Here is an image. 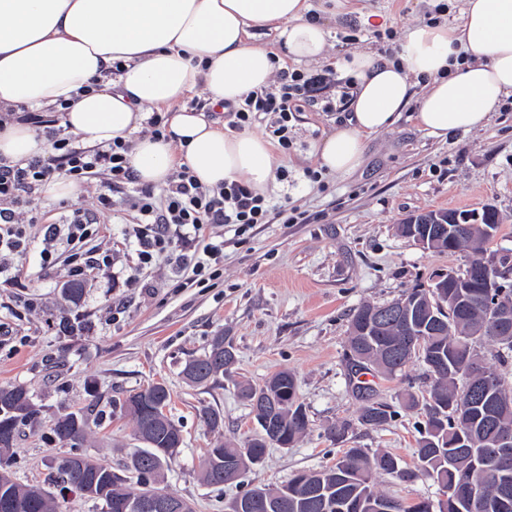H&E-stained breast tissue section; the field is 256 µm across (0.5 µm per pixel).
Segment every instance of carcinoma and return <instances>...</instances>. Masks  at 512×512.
I'll return each mask as SVG.
<instances>
[{
  "instance_id": "cac0c4a2",
  "label": "carcinoma",
  "mask_w": 512,
  "mask_h": 512,
  "mask_svg": "<svg viewBox=\"0 0 512 512\" xmlns=\"http://www.w3.org/2000/svg\"><path fill=\"white\" fill-rule=\"evenodd\" d=\"M499 229L498 222L457 225L448 237L434 246V250L451 254L469 248L472 252L469 261L472 262L481 257ZM501 307L512 311V281L504 277L500 278V286L491 292L474 279L460 286L435 288L430 301L415 307L414 323L421 328L426 352L421 360L428 364V354L438 353L446 365L438 372L428 369V397L411 394L407 399V406L419 411L424 420V433L417 442L414 467H400L397 458L388 452L371 454L364 448H348L334 465L315 472L309 487L297 486L292 476L280 487L268 489L270 498L285 502L283 510L273 509L271 512H368L363 508L352 510L349 505L367 504L378 499L396 503L394 512H467L452 498L434 503L419 496L404 501L377 488L380 476L412 484L420 476L431 473L449 485L471 481L489 502L506 500L512 504V478L505 482L496 469L483 468L479 463L484 449L493 447L491 438L475 430L468 412L448 408V403L458 398L471 364L479 363L484 370L501 379L502 370L512 363V335H499L493 322ZM436 316L443 317L446 325L433 334L431 325ZM399 339L400 331L396 326L384 329L379 336L348 333V347L358 357L352 375L358 378L374 370L392 378L403 372L410 360L390 349V345ZM484 343L497 348V364L494 366L485 363L481 353ZM230 348L232 344L226 337H214L207 351L186 361L185 378L197 386L217 381L235 361ZM362 389L364 395L359 397L358 424L374 429L391 422L395 411L376 399V389L370 384ZM240 394L250 405L255 400L275 402L277 413L271 422L279 433V440L288 446H293L310 430L307 412L299 403L296 377L290 371H279L258 386L245 384L240 387ZM169 403V390L160 383L131 393L119 402L120 413L131 418L136 436L144 444V448L131 457V467L139 484L137 491L131 489L127 476H118L112 466L75 447L84 439L90 424L97 420L90 419L81 409L57 416L51 424L49 437L71 446L68 456L80 462L72 470L59 469L62 482L80 495L101 502L105 512H112L114 499L135 498L147 487H165L164 469L177 457L172 449H179L183 444L180 429L167 415ZM42 408L43 405L37 403L27 389L0 387V512H58L54 498L46 489L19 482L11 470L20 427L37 422ZM254 440L253 458L241 453L240 446L231 442L207 449L203 481L222 486L256 466L254 458H264L269 444L257 436Z\"/></svg>"
}]
</instances>
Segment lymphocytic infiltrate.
Segmentation results:
<instances>
[{
  "label": "lymphocytic infiltrate",
  "mask_w": 512,
  "mask_h": 512,
  "mask_svg": "<svg viewBox=\"0 0 512 512\" xmlns=\"http://www.w3.org/2000/svg\"><path fill=\"white\" fill-rule=\"evenodd\" d=\"M325 84V76L319 73L282 72L278 91L250 93L232 109L231 125L243 129L257 115H275L272 138L281 150H288L289 124L297 102L318 103ZM46 135L51 144L46 154L16 163L0 159V285L6 287H18L10 261L26 250L35 233L41 238L42 267L62 269L69 281L83 280L94 270L105 274L112 268L111 251L91 256L85 251L87 242L100 231L97 211L74 208L63 224L43 223L40 213L33 211L41 186L59 175L82 187L99 186L98 211L111 210L113 192L128 189L127 236L136 243L137 275L131 280L135 286L141 283V271L162 261L172 267L177 287H208L224 270L221 227H234L241 236L255 225L270 223L275 215L285 224L303 220L302 214L285 207L271 214L265 196L246 182L207 187L185 165L157 193L150 186L138 185L128 141L84 146L59 127L47 128Z\"/></svg>",
  "instance_id": "f902f5d3"
}]
</instances>
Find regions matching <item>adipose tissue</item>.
I'll list each match as a JSON object with an SVG mask.
<instances>
[{
	"label": "adipose tissue",
	"instance_id": "ef3b65f1",
	"mask_svg": "<svg viewBox=\"0 0 512 512\" xmlns=\"http://www.w3.org/2000/svg\"><path fill=\"white\" fill-rule=\"evenodd\" d=\"M463 3L460 25L405 29L395 59L369 51L337 59L356 80L351 116L317 143L319 167L355 171L367 139L396 123L417 83L426 91L413 121L439 141L481 128L512 96V0ZM349 10L347 0H0V107L67 103L64 123L86 142L133 139L131 165L143 184L166 185L185 165L203 185L242 179L265 193L276 184L273 141L227 134L184 101L201 88L218 109L268 89L279 58L255 43L261 31L276 32L295 63L324 60L322 16ZM153 110L166 138L141 131ZM47 148L30 123L0 127V158Z\"/></svg>",
	"mask_w": 512,
	"mask_h": 512
}]
</instances>
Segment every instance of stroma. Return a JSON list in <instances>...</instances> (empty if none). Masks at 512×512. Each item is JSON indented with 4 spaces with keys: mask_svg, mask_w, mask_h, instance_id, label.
<instances>
[{
    "mask_svg": "<svg viewBox=\"0 0 512 512\" xmlns=\"http://www.w3.org/2000/svg\"><path fill=\"white\" fill-rule=\"evenodd\" d=\"M356 6L355 13L325 19L330 58L315 67L327 78L323 101L295 113L293 145L279 156L288 177L266 195L273 206L302 212L304 222L259 224L242 237L225 231L224 274L214 286L174 287L169 267L159 262L145 274L154 284L148 291L127 283L134 264L119 249L124 196L113 193L111 213L100 217L105 229L87 247L115 250V264L111 275L87 276L78 309L62 294L65 277L41 268L39 244L13 259L25 285L0 288V323L8 328L0 335V386L25 387L44 405L40 420L17 438L13 472L23 483L54 488L59 512L102 509L64 484H52L65 453L48 438L53 419L91 406L101 423L91 427L82 448L126 469L140 443L132 421L114 415L113 404L158 382L171 393L168 412L184 437L167 483L195 512H226L241 489L279 486L295 472L333 465L347 448L389 452L401 465L416 464L420 417L405 401L426 389V369L416 360L393 379L368 375L396 417L376 429L356 426L360 404L345 362L348 318L361 305L395 300L429 284L435 272L468 260L469 251L448 255L402 237L397 227L409 215L494 206L503 218L497 246L512 251V98L483 128L445 142L402 115L392 129L368 139L357 171L310 181L314 145L348 117L353 79L337 69L335 57L365 50L390 60L407 27L441 17L452 25L462 21V0H357ZM366 11L380 13L381 23H365ZM327 100L332 109H323ZM218 335L230 337L236 363L209 387L189 386L182 376L186 359L203 353ZM283 369L297 377L308 434L293 447L269 448L264 462L240 482L221 489L204 484L206 449L241 444L255 434L238 383L260 385ZM212 410L223 414V429L205 424ZM344 421L355 424L345 442L329 438L328 428Z\"/></svg>",
    "mask_w": 512,
    "mask_h": 512,
    "instance_id": "1",
    "label": "stroma"
}]
</instances>
